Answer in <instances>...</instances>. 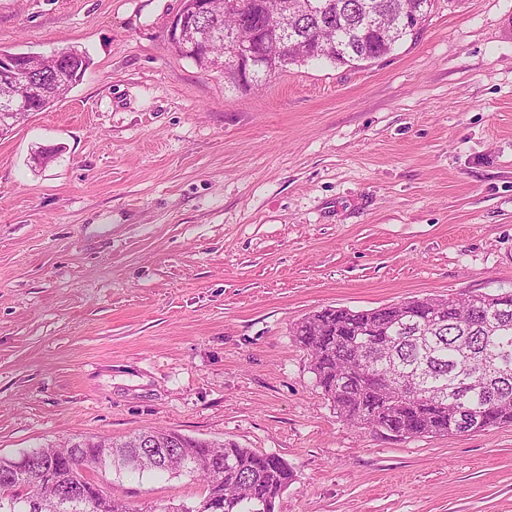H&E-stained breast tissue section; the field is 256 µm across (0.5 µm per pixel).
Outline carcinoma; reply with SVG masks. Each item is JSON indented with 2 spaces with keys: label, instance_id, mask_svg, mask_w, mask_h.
Returning <instances> with one entry per match:
<instances>
[{
  "label": "carcinoma",
  "instance_id": "carcinoma-1",
  "mask_svg": "<svg viewBox=\"0 0 512 512\" xmlns=\"http://www.w3.org/2000/svg\"><path fill=\"white\" fill-rule=\"evenodd\" d=\"M321 12H306L307 0H297L300 13L283 20L271 18L273 26L284 23L288 52L296 58L322 60L328 45L336 54L354 62L368 55L380 58L391 45L409 37L404 11L425 6L430 0H316ZM256 15L261 0H212L211 14L196 21L193 46L180 53L205 71L224 69L227 51L225 31L236 26L238 6ZM385 16L394 34L381 39L368 24L370 15ZM90 60L86 52L73 50L71 62L63 65L65 81L77 84ZM71 87H56L33 102L42 112L66 97ZM482 297L500 304V313L462 323L463 303L440 300L442 308L429 309V302L404 300L381 308L355 311L325 308L299 322L295 340L310 356L311 370L331 406L349 424L371 430H386L396 437L457 434L455 419L463 413L467 431L476 433L500 425H512V291ZM387 376L392 392L376 391L365 377ZM177 435L170 430H151L124 441L89 437L67 446H43L28 451L33 463L44 467L47 479L24 476L0 457V512H133L124 501L91 481L83 467L144 476L163 472L171 476L189 473L204 483V497L197 506L172 504L162 512H256L275 502L292 481L293 471L279 456L243 448L234 441L223 443L182 436L184 446L175 449L167 462L158 463L143 453L149 441L167 447ZM82 483L89 500H65L61 490Z\"/></svg>",
  "mask_w": 512,
  "mask_h": 512
}]
</instances>
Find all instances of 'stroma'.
<instances>
[{
	"label": "stroma",
	"mask_w": 512,
	"mask_h": 512,
	"mask_svg": "<svg viewBox=\"0 0 512 512\" xmlns=\"http://www.w3.org/2000/svg\"><path fill=\"white\" fill-rule=\"evenodd\" d=\"M182 5L0 0V50L90 57L0 131V456L167 429L282 457L275 512H512V426H352L293 336L512 289V0H439L368 66L251 87L173 49ZM94 478L137 512L202 499ZM72 51L71 49H63L54 54L59 60H61L63 58H67L72 52L71 63H65L61 69V74L64 76L65 82H70L72 79V84L67 87H55L49 95L37 98L33 102L34 112H42L53 106L55 102L66 97L74 85L82 79L90 63L89 57L85 51H80L75 48H72Z\"/></svg>",
	"instance_id": "obj_1"
}]
</instances>
